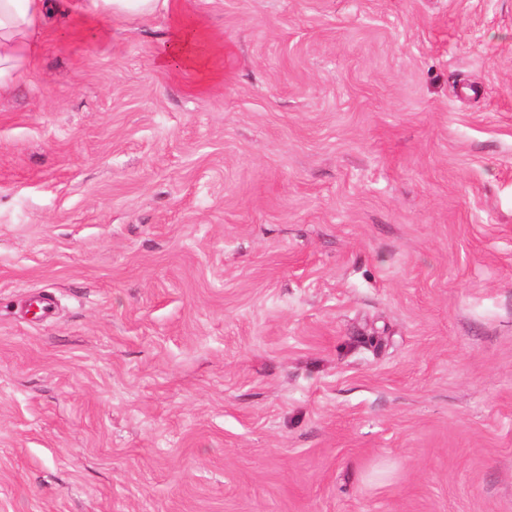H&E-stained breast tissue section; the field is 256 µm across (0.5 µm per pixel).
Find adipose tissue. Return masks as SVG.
Wrapping results in <instances>:
<instances>
[{
    "label": "adipose tissue",
    "mask_w": 512,
    "mask_h": 512,
    "mask_svg": "<svg viewBox=\"0 0 512 512\" xmlns=\"http://www.w3.org/2000/svg\"><path fill=\"white\" fill-rule=\"evenodd\" d=\"M158 7L159 0H0V93L26 81L50 15L61 11L93 26L106 18L148 17ZM223 54L210 44L202 22L176 15L156 64L193 70L208 83Z\"/></svg>",
    "instance_id": "ef3b65f1"
}]
</instances>
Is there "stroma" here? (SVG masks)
I'll list each match as a JSON object with an SVG mask.
<instances>
[{
  "label": "stroma",
  "instance_id": "35a3bbf8",
  "mask_svg": "<svg viewBox=\"0 0 512 512\" xmlns=\"http://www.w3.org/2000/svg\"><path fill=\"white\" fill-rule=\"evenodd\" d=\"M104 25L0 96V512H512V0ZM224 56V48L210 44L201 21L186 20L173 15L166 41L156 57L159 68L190 69L198 73L204 83L217 77V59Z\"/></svg>",
  "mask_w": 512,
  "mask_h": 512
}]
</instances>
